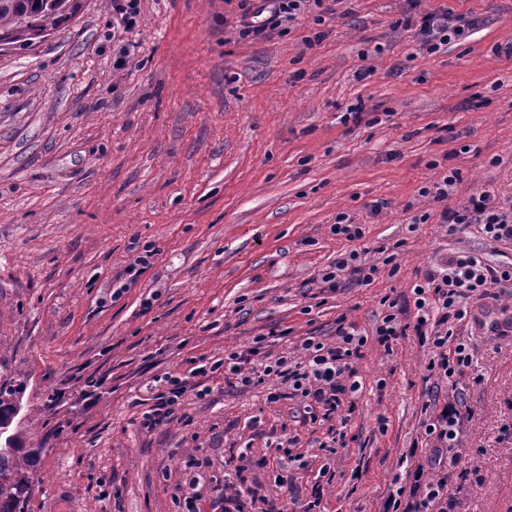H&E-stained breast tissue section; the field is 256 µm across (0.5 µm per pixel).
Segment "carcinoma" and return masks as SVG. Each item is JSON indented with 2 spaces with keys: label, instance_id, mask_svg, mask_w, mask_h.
Listing matches in <instances>:
<instances>
[{
  "label": "carcinoma",
  "instance_id": "1",
  "mask_svg": "<svg viewBox=\"0 0 512 512\" xmlns=\"http://www.w3.org/2000/svg\"><path fill=\"white\" fill-rule=\"evenodd\" d=\"M11 8L0 7V42H25L39 38L71 20L79 9V0H13ZM25 379L0 380V420L7 419L11 403L22 394ZM21 438H16L14 452L0 456V512H27L33 480L34 461L18 455Z\"/></svg>",
  "mask_w": 512,
  "mask_h": 512
}]
</instances>
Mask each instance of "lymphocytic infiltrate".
I'll return each instance as SVG.
<instances>
[{
    "label": "lymphocytic infiltrate",
    "mask_w": 512,
    "mask_h": 512,
    "mask_svg": "<svg viewBox=\"0 0 512 512\" xmlns=\"http://www.w3.org/2000/svg\"><path fill=\"white\" fill-rule=\"evenodd\" d=\"M323 0H268L269 16L261 22L244 19L239 33L258 37L273 32L283 22L296 20L308 5H321ZM402 25L414 30L419 48L432 54L442 45L469 36L473 24L465 17L450 12L406 16ZM449 235L478 226L481 234L494 242L512 241V205L505 206L485 190L473 192L465 205L444 209L441 214ZM379 268L362 261L358 251L339 254L335 262L321 275L328 291H336L342 275L357 277L368 284ZM512 288V265L492 266L471 257H451L447 272L428 271L422 282L415 284L412 293L416 308L414 333L420 346L426 347L430 358L426 369L435 382L457 385L460 377L472 365L474 347L461 336L458 327L468 317L472 301L484 299L491 290ZM264 337L258 336L248 352L228 351L223 359L207 361L192 359L183 376L160 378L151 409L144 414L146 425L153 426L173 419L185 392L196 377L237 380L244 387L277 382L269 391L268 401H279L282 395L299 399L309 417L331 418L353 399L362 388L358 373L352 366L359 358L367 339L351 326H338L336 339L327 343L317 336L302 337V355L291 359L282 355L254 363L255 355L264 347ZM426 414L421 423L426 447L411 443L403 453V474L397 475L381 504L380 512H453L454 499L449 492L448 452L458 447L461 428L472 409L460 397L443 400L432 398L425 404ZM284 452L278 467L281 500L269 512H321L324 480L331 473L330 463H323L312 486L309 498L298 499L290 465L296 462L290 447L283 440Z\"/></svg>",
    "instance_id": "1"
}]
</instances>
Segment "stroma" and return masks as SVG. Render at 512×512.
Here are the masks:
<instances>
[{
  "mask_svg": "<svg viewBox=\"0 0 512 512\" xmlns=\"http://www.w3.org/2000/svg\"><path fill=\"white\" fill-rule=\"evenodd\" d=\"M112 2L80 0L45 40L0 51V375L26 381L28 512H185L189 480L198 512H224L228 479L249 512H267L291 432L307 492L326 426L295 400L204 378L209 394L188 390L177 419L148 427L143 414L156 378L190 358L264 335L267 356L297 359L303 336L334 340L341 319L368 341L322 510L379 512L433 387L415 336L388 351L374 339L381 298L411 324L413 286L449 256L512 264V243L440 222L477 188L512 200V57L492 52L512 40V0H326L324 23L309 12L244 39L242 8L261 0H140L128 31ZM444 9L474 30L420 53L398 19ZM451 168L446 200L423 195ZM342 213L366 228L357 244L330 232ZM353 246L377 278L312 302ZM147 248L150 267L133 274ZM462 334L475 358L456 391L474 417L455 512H512V297L474 304Z\"/></svg>",
  "mask_w": 512,
  "mask_h": 512,
  "instance_id": "1",
  "label": "stroma"
}]
</instances>
